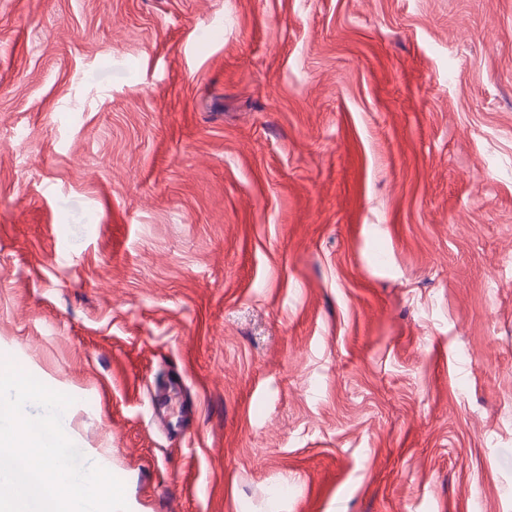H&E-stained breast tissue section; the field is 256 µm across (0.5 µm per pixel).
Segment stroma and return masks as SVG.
Masks as SVG:
<instances>
[{
    "label": "stroma",
    "mask_w": 512,
    "mask_h": 512,
    "mask_svg": "<svg viewBox=\"0 0 512 512\" xmlns=\"http://www.w3.org/2000/svg\"><path fill=\"white\" fill-rule=\"evenodd\" d=\"M5 358L129 512H512V0H0ZM187 387V376L178 369L170 370L155 378L150 385V403L152 413H164L173 409L174 402L180 398ZM179 415L175 421L170 419L168 422L167 431H164L167 436H184L186 433L195 427L196 423V403L189 402L180 403Z\"/></svg>",
    "instance_id": "stroma-1"
}]
</instances>
